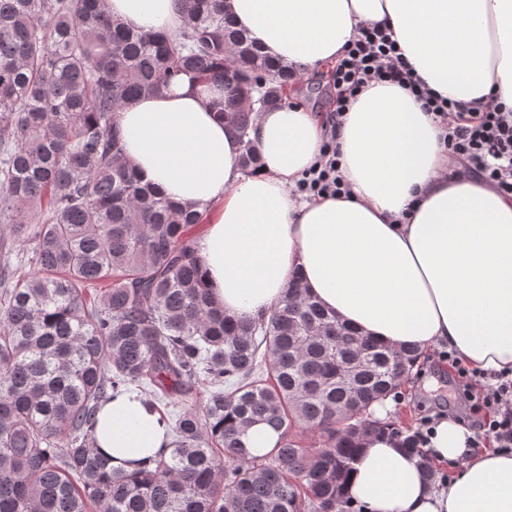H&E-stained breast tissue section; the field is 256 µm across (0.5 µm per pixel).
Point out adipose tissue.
<instances>
[{"label":"adipose tissue","mask_w":512,"mask_h":512,"mask_svg":"<svg viewBox=\"0 0 512 512\" xmlns=\"http://www.w3.org/2000/svg\"><path fill=\"white\" fill-rule=\"evenodd\" d=\"M103 2L146 33L175 29L189 6ZM224 12L272 64L303 75L336 63L361 26L385 27L432 91L512 109V0H224ZM211 98L183 76L123 105L116 121L142 182L203 214L196 249L227 316L270 312L296 281L382 345L451 351L481 376L512 371V196L453 174L420 101L391 84L364 90L336 137L350 196L304 198L296 183L320 158L325 117L301 106L258 113L251 136L261 167L248 173ZM471 437L453 419L434 421L425 462L397 440L367 438L345 495L366 512H512V452L468 455ZM170 441L137 395L98 415L97 444L112 468L134 470ZM428 462L456 471L437 487L423 477Z\"/></svg>","instance_id":"adipose-tissue-1"}]
</instances>
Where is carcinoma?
<instances>
[{"label": "carcinoma", "mask_w": 512, "mask_h": 512, "mask_svg": "<svg viewBox=\"0 0 512 512\" xmlns=\"http://www.w3.org/2000/svg\"><path fill=\"white\" fill-rule=\"evenodd\" d=\"M99 2L0 0V250L25 237L38 266L0 262V512H352L356 438L404 432L369 407L416 354L354 335L299 288L265 316L226 317L186 239L203 215L141 182L115 121L189 75L222 92L214 106L254 171L246 100L263 80L265 109L283 105L296 73L232 27L224 0H193L172 36ZM133 386L180 411L161 412L169 453L125 472L95 428ZM258 422L279 433L262 456L241 442ZM299 427L325 447L298 446Z\"/></svg>", "instance_id": "obj_1"}]
</instances>
